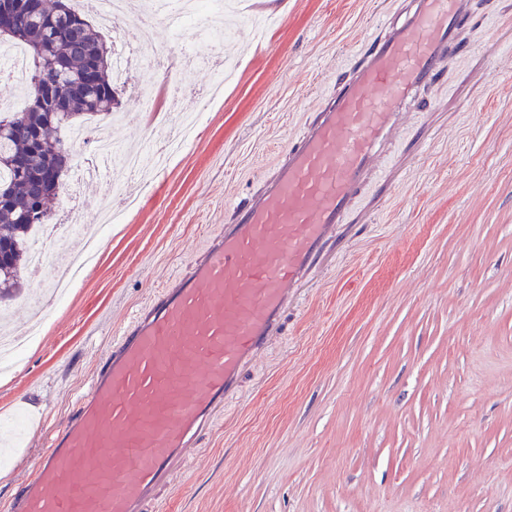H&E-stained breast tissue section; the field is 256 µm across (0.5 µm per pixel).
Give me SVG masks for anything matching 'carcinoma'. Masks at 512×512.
Masks as SVG:
<instances>
[{"label":"carcinoma","mask_w":512,"mask_h":512,"mask_svg":"<svg viewBox=\"0 0 512 512\" xmlns=\"http://www.w3.org/2000/svg\"><path fill=\"white\" fill-rule=\"evenodd\" d=\"M43 13L56 19L48 29L38 20L21 16L13 19L17 35L12 43H21L32 55L29 103L20 112L0 113V187L11 192L8 203L0 205V239L10 247V261L0 265V303L18 290L21 265L29 259L28 243L36 227L47 218L41 210L33 223L20 221V214L37 199L46 205L39 174L55 172L64 184L70 150L65 133L82 116L107 117L118 107L116 87L112 83V62L99 30L75 13L66 0H42ZM99 61L97 77L83 79L87 55ZM46 85L53 87V100L37 106V95ZM21 155L27 164L23 171L11 166V158Z\"/></svg>","instance_id":"obj_1"}]
</instances>
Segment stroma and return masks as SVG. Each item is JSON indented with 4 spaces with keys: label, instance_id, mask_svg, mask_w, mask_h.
Segmentation results:
<instances>
[{
    "label": "stroma",
    "instance_id": "35a3bbf8",
    "mask_svg": "<svg viewBox=\"0 0 512 512\" xmlns=\"http://www.w3.org/2000/svg\"><path fill=\"white\" fill-rule=\"evenodd\" d=\"M256 0L224 48L237 76L186 73L197 135L104 237L0 376V422L26 424L0 505L49 448L124 319L243 199L390 0ZM466 49L431 90L429 151L327 273L217 424L168 512H512V0L473 8ZM118 144L155 162L157 126L121 95Z\"/></svg>",
    "mask_w": 512,
    "mask_h": 512
}]
</instances>
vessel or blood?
Wrapping results in <instances>:
<instances>
[{
  "label": "vessel or blood",
  "instance_id": "b4317fda",
  "mask_svg": "<svg viewBox=\"0 0 512 512\" xmlns=\"http://www.w3.org/2000/svg\"><path fill=\"white\" fill-rule=\"evenodd\" d=\"M341 82L183 271L113 336L7 512H157L291 312L369 223L409 120L459 50L470 0H395Z\"/></svg>",
  "mask_w": 512,
  "mask_h": 512
}]
</instances>
